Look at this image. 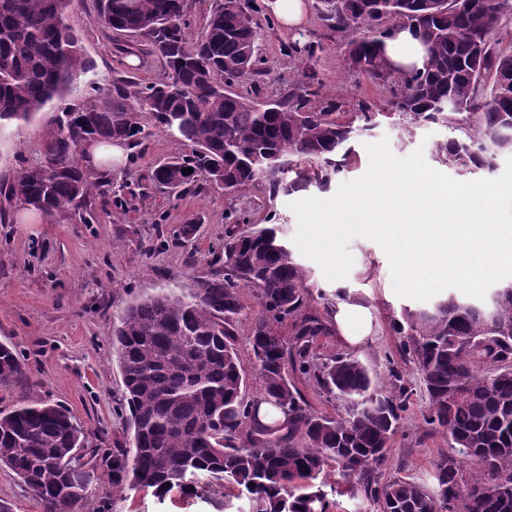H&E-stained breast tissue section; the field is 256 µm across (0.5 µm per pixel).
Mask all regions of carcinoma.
I'll return each instance as SVG.
<instances>
[{"label": "carcinoma", "instance_id": "obj_1", "mask_svg": "<svg viewBox=\"0 0 512 512\" xmlns=\"http://www.w3.org/2000/svg\"><path fill=\"white\" fill-rule=\"evenodd\" d=\"M97 21L161 60L165 77L140 84L112 81V104L69 107L48 121L38 157L22 162L0 186L8 200L48 215L71 210L85 224L93 194H112L107 176L92 178L81 143L120 140L138 157L151 135L178 127L177 147L150 181L175 195L205 183L237 197L260 188L273 202L315 186L326 190L347 167L351 141L382 112L362 101L354 112L323 93L315 62L319 40L286 46L303 80L260 97L264 69L258 40L272 18L254 0H214L202 30L190 36L193 0H97ZM69 0H0V122L28 121L69 83L93 71L71 55L79 42L64 22ZM512 0H318L323 26L344 45L341 69L392 86L405 128L444 123L452 136L436 159L459 171L493 170L512 153V52L494 38ZM397 23L428 45L424 70L399 76L379 62V45ZM456 111L442 109L448 100ZM193 169L185 175L183 170ZM224 251L188 292H159L130 303L113 327L112 348L125 386L132 447L89 451L65 407L48 402L0 410V466L12 471L45 512H99L88 507L94 470L112 490L178 489L198 495L228 484L248 512H328L320 476L334 467L366 512H512V287L487 306L450 294L425 308L391 316L397 352L413 364L415 386L394 363L388 389L365 361L339 352L312 354L335 334L331 311L309 309V275L278 235L276 214L253 224L224 212ZM252 288L261 306L252 325L253 368L261 382L245 396L247 373L237 347ZM290 323L285 337L281 326ZM24 365L0 343V387ZM303 376L344 405L337 417L317 412L295 384ZM428 400L425 425L448 434V452L428 480L384 477L387 450L413 397ZM280 410V425L257 423L261 405Z\"/></svg>", "mask_w": 512, "mask_h": 512}]
</instances>
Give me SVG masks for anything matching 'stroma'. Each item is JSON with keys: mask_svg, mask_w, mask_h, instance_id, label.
I'll list each match as a JSON object with an SVG mask.
<instances>
[{"mask_svg": "<svg viewBox=\"0 0 512 512\" xmlns=\"http://www.w3.org/2000/svg\"><path fill=\"white\" fill-rule=\"evenodd\" d=\"M308 17L301 33L323 41L316 70L327 95L356 107L366 99L389 109L391 93L340 68L344 48L329 39L319 20L317 0H305ZM95 0H72L65 21L77 36L94 77L129 79L148 83L161 79L165 68L143 46H131L127 37L95 20ZM297 33L281 27L263 30L259 49L266 72L261 85L265 96L277 94L302 72L283 54L284 45ZM132 48L141 67L127 65L125 48ZM87 77L71 82L59 98L31 121L0 125V183L11 180L18 156L33 157L40 146L51 111L63 105H108V94L90 90ZM447 127L425 125L408 133L395 119H386L370 134L354 142L355 158L339 182L361 177L369 167L367 144L388 139L392 152L404 157L422 150L428 165L452 179L459 172L435 157V146L448 138ZM176 144L169 135L153 133L146 150L135 162H123L111 172L115 184H129L123 205L97 196L91 204L92 223H81L68 212L42 216L39 223L17 219L22 206L0 195V342L15 345L25 363V376L11 388H0V409L9 408L24 396L43 398L67 407L83 427L92 448L127 445L132 431L121 411L124 386L112 350V327L119 312L141 297L159 291L181 293L192 288L195 277L204 275L224 242V211L227 206L248 212L254 223H263L268 210L281 218L280 232L292 240L298 228L290 209V197L269 201L261 191L228 199L223 190L201 188L175 199L156 188L149 172L167 159ZM194 223L192 237L178 239L183 224ZM348 250L354 264L342 282L327 280L311 259L309 271L313 309L323 310V297L342 288L348 297L366 304L373 315L375 332L364 344L346 347L338 336L319 338L313 352L324 359L350 351L386 377L385 354L396 353L399 338L390 325L393 312L418 307V300L397 296L393 289L389 259L374 240L357 237ZM424 397H415L404 415L387 452L386 476L427 477L433 462L447 452L448 438L429 430L423 421ZM93 503L109 501L111 512H214L200 498L170 492L157 500L146 490L113 493L106 476L96 475L89 489Z\"/></svg>", "mask_w": 512, "mask_h": 512, "instance_id": "obj_1", "label": "stroma"}]
</instances>
